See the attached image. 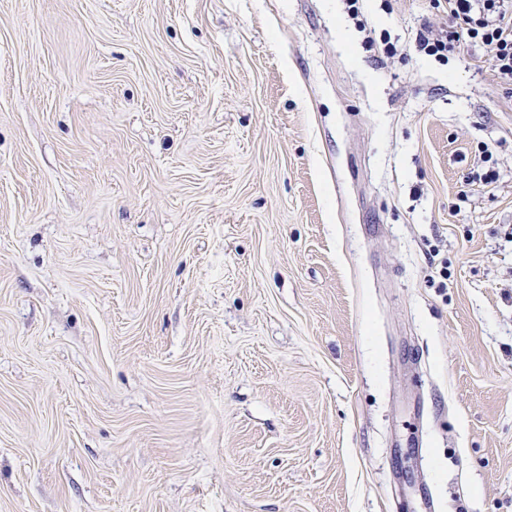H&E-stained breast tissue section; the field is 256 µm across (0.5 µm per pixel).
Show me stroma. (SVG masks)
<instances>
[{
  "label": "stroma",
  "instance_id": "1",
  "mask_svg": "<svg viewBox=\"0 0 512 512\" xmlns=\"http://www.w3.org/2000/svg\"><path fill=\"white\" fill-rule=\"evenodd\" d=\"M360 8L0 0V512H512V97Z\"/></svg>",
  "mask_w": 512,
  "mask_h": 512
}]
</instances>
